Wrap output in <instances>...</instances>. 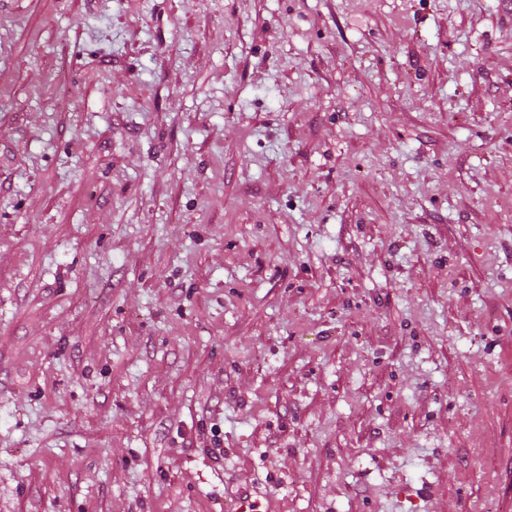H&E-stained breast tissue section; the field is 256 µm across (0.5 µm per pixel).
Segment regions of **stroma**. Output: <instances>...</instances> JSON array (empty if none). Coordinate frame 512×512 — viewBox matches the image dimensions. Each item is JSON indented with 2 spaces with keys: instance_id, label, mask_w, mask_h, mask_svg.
Masks as SVG:
<instances>
[{
  "instance_id": "35a3bbf8",
  "label": "stroma",
  "mask_w": 512,
  "mask_h": 512,
  "mask_svg": "<svg viewBox=\"0 0 512 512\" xmlns=\"http://www.w3.org/2000/svg\"><path fill=\"white\" fill-rule=\"evenodd\" d=\"M237 494L512 512V0H0V512Z\"/></svg>"
}]
</instances>
